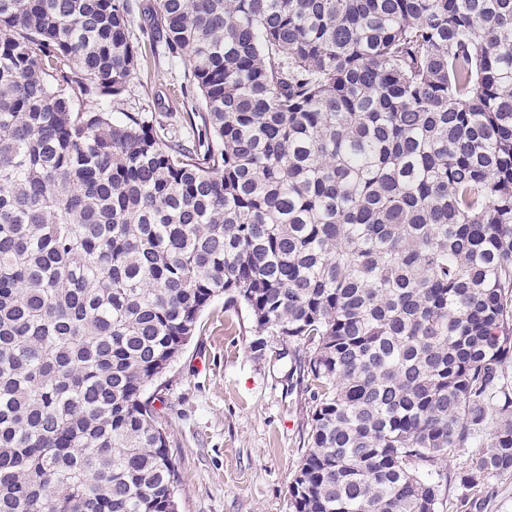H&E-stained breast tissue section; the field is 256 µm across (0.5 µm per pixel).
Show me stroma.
Segmentation results:
<instances>
[{
	"label": "stroma",
	"instance_id": "1",
	"mask_svg": "<svg viewBox=\"0 0 512 512\" xmlns=\"http://www.w3.org/2000/svg\"><path fill=\"white\" fill-rule=\"evenodd\" d=\"M135 4L131 27L142 60L112 102V120L142 112L180 126L200 98L177 91L183 68L151 20L157 0ZM256 340L248 310L216 299L164 376L160 421L179 476V512H291L288 488L307 449L312 411L297 370L305 352L279 336L262 339L260 349ZM475 454L461 448L438 463V512H512V475L481 479L472 490L461 485Z\"/></svg>",
	"mask_w": 512,
	"mask_h": 512
}]
</instances>
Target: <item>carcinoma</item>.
<instances>
[{"label": "carcinoma", "instance_id": "1", "mask_svg": "<svg viewBox=\"0 0 512 512\" xmlns=\"http://www.w3.org/2000/svg\"><path fill=\"white\" fill-rule=\"evenodd\" d=\"M133 0H0V512H178L158 381L220 296L309 349L293 512L512 474V0H158L201 109L107 112Z\"/></svg>", "mask_w": 512, "mask_h": 512}]
</instances>
